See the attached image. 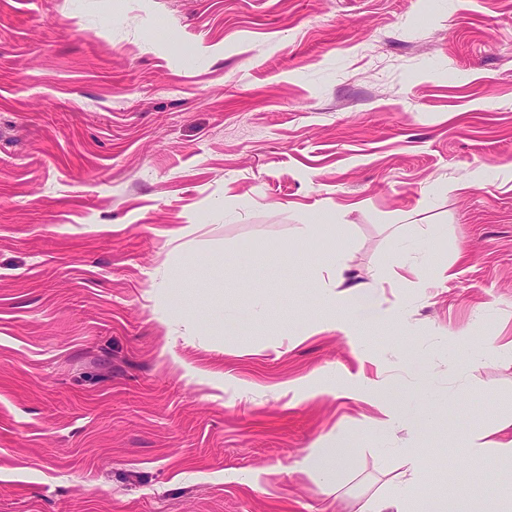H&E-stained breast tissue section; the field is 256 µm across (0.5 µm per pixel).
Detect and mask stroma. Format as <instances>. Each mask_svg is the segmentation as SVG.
Masks as SVG:
<instances>
[{
    "instance_id": "35a3bbf8",
    "label": "stroma",
    "mask_w": 512,
    "mask_h": 512,
    "mask_svg": "<svg viewBox=\"0 0 512 512\" xmlns=\"http://www.w3.org/2000/svg\"><path fill=\"white\" fill-rule=\"evenodd\" d=\"M510 421L512 0H0V512H499ZM511 427V423L500 426L497 432L502 433L501 439L491 443L496 451L492 456L487 457V461L493 468L505 464L512 465V432L509 431ZM335 446L336 448H334ZM343 447H346L345 443L340 440L330 449L307 458L308 464L318 480L326 484L334 483L336 473L343 461ZM465 496L466 491H461L457 499L448 501L435 500L430 497L427 489L424 486L418 487V498L429 505L428 510H422L426 512H469L459 510V504L469 500V498Z\"/></svg>"
}]
</instances>
